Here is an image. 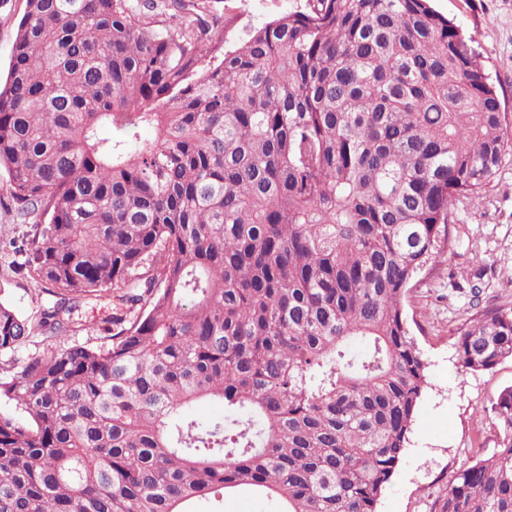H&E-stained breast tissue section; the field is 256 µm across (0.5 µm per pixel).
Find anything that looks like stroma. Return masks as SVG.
<instances>
[{"label": "stroma", "mask_w": 512, "mask_h": 512, "mask_svg": "<svg viewBox=\"0 0 512 512\" xmlns=\"http://www.w3.org/2000/svg\"><path fill=\"white\" fill-rule=\"evenodd\" d=\"M306 0H220L225 49H233L255 28ZM434 8L474 34L477 51L512 111V0H433ZM6 171H0V297L22 316L50 298L17 271L20 250L32 232L10 199ZM483 203L462 212L451 227L445 260L424 275L404 301L413 332L428 363L429 387L416 412L411 445L378 504V512H441L448 484L460 470L490 456L500 442L491 402L512 386V360L472 372L458 362L457 329L476 306L512 305V158L483 190ZM483 265L476 289L457 288L453 274ZM116 297L82 304L74 313L82 329L78 343L106 334Z\"/></svg>", "instance_id": "1"}]
</instances>
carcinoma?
<instances>
[{
    "instance_id": "carcinoma-1",
    "label": "carcinoma",
    "mask_w": 512,
    "mask_h": 512,
    "mask_svg": "<svg viewBox=\"0 0 512 512\" xmlns=\"http://www.w3.org/2000/svg\"><path fill=\"white\" fill-rule=\"evenodd\" d=\"M26 0L0 84V168L35 217L18 270L52 297L0 300V512H377L427 361L404 299L505 152L507 112L472 38L430 0H308L215 62L223 17L173 0ZM154 137L143 140L140 129ZM120 295L110 341L55 343ZM461 366L512 359V306L456 331ZM224 406L202 421L184 410ZM500 447L442 512H512ZM272 502L246 492L227 495L224 498V512H273Z\"/></svg>"
}]
</instances>
